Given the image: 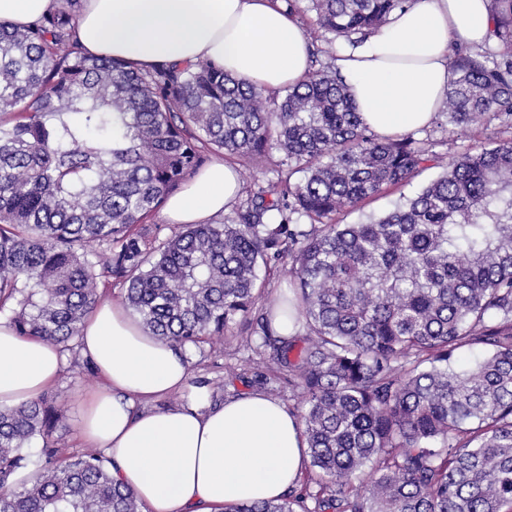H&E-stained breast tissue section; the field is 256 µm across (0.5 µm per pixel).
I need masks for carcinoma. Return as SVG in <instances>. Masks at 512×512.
<instances>
[{
	"label": "carcinoma",
	"mask_w": 512,
	"mask_h": 512,
	"mask_svg": "<svg viewBox=\"0 0 512 512\" xmlns=\"http://www.w3.org/2000/svg\"><path fill=\"white\" fill-rule=\"evenodd\" d=\"M306 2L316 40L363 39L411 0ZM80 8L0 21V315L70 351L115 283L149 334L196 346L247 321L259 264L286 256L304 333L275 329L287 302L256 325L299 380L317 490L224 512H512V0H491L483 46L450 43L440 107L454 128L497 120L505 137L361 224L334 216L441 157L410 133L373 134L334 60L280 99L207 61L88 57ZM275 151L276 181L241 188L235 219L143 233L208 156ZM61 419L43 397L0 409V512H141L97 449L56 460ZM35 436L44 463L17 488Z\"/></svg>",
	"instance_id": "carcinoma-1"
}]
</instances>
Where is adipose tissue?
Listing matches in <instances>:
<instances>
[{"mask_svg": "<svg viewBox=\"0 0 512 512\" xmlns=\"http://www.w3.org/2000/svg\"><path fill=\"white\" fill-rule=\"evenodd\" d=\"M60 0H0V21L39 25ZM490 0H412L362 47L336 61L367 127L381 137L428 127L448 90V42L484 41ZM77 40L88 55L139 69L209 61L237 78L277 91L309 71L308 43L282 0H83ZM240 189L236 168L215 159L170 196V224L223 216ZM82 354L101 380L88 398L79 436L102 449L112 476L143 512H222L277 499L306 461L298 416L252 393L211 407L206 389L185 405L154 403L187 388L191 367L170 343L142 331L122 304L103 302L85 319ZM63 355L54 345L0 325V406L39 398L56 382Z\"/></svg>", "mask_w": 512, "mask_h": 512, "instance_id": "ef3b65f1", "label": "adipose tissue"}]
</instances>
